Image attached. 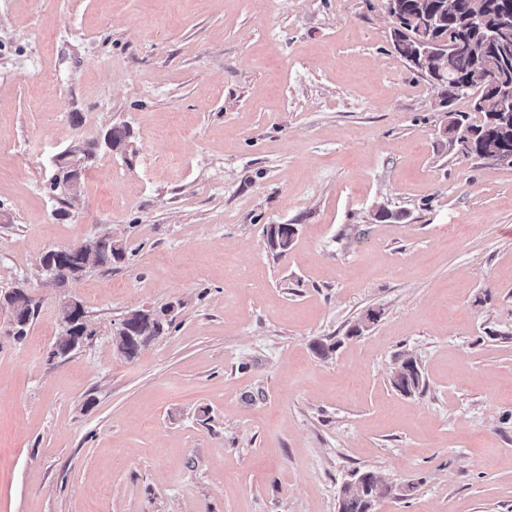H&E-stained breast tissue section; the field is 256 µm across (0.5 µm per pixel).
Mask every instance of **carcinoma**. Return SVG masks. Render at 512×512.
<instances>
[{
	"mask_svg": "<svg viewBox=\"0 0 512 512\" xmlns=\"http://www.w3.org/2000/svg\"><path fill=\"white\" fill-rule=\"evenodd\" d=\"M399 11L394 18L393 46L400 57L414 64L423 56L421 23L431 26L430 35L456 48L447 57H427L424 73L434 85L443 89L446 95L454 99L476 89L472 110L482 114L477 123L468 121L465 112L457 113L450 120L448 131L457 129L466 132L471 146L480 152L494 150L512 152V112H498L496 105L489 100L483 87L469 83L470 70L475 64L471 54L462 47V43L475 44L481 48L486 59L491 61L503 83L512 84V37L507 41H493L492 32L500 26L504 14L512 16V0H480L479 10L482 20L472 19L469 0H399ZM62 172L74 167L84 171L94 165L95 147L83 146L77 151H65L60 154ZM267 239L272 249L280 253L288 251L292 244V230L285 224H271L266 228ZM53 257V270L47 265H39L41 271L53 279L54 285L63 287L78 278L90 268H107L123 262L126 251L123 244L110 235H102L80 249H73L62 255L47 251L43 259ZM5 300L13 301L20 307L21 325L16 327L17 339L27 336L35 314V302L20 293V289L6 295ZM172 320L163 312L145 309L128 311L115 330L113 339L117 349L128 360L135 359L141 349L166 335ZM392 385L405 395L418 391L423 385L421 373L394 377ZM363 489L353 488L345 491L339 504V512H372L375 503L392 493L385 483L371 471L363 473Z\"/></svg>",
	"mask_w": 512,
	"mask_h": 512,
	"instance_id": "1",
	"label": "carcinoma"
}]
</instances>
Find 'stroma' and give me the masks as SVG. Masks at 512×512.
Wrapping results in <instances>:
<instances>
[{
  "label": "stroma",
  "mask_w": 512,
  "mask_h": 512,
  "mask_svg": "<svg viewBox=\"0 0 512 512\" xmlns=\"http://www.w3.org/2000/svg\"><path fill=\"white\" fill-rule=\"evenodd\" d=\"M393 27L385 0H0V292L38 306L20 342L0 308V512H337L367 470L400 490L375 512H512V169L452 148L472 98ZM102 235L124 263L39 271ZM67 297L91 335L54 359ZM168 306L121 356L125 313ZM79 152L77 151H64L60 154L61 165L60 169L62 175H65L67 171L74 167H78L83 170V174L86 170L94 165V159L96 157L95 147L92 145L79 146ZM266 235L272 244L273 251L286 252L292 244L293 236L289 224L288 226L287 224H277V226L270 224L266 228ZM163 312L132 309L124 315L113 336L123 357L135 359L143 347L169 332L173 319L166 318Z\"/></svg>",
  "instance_id": "1"
}]
</instances>
